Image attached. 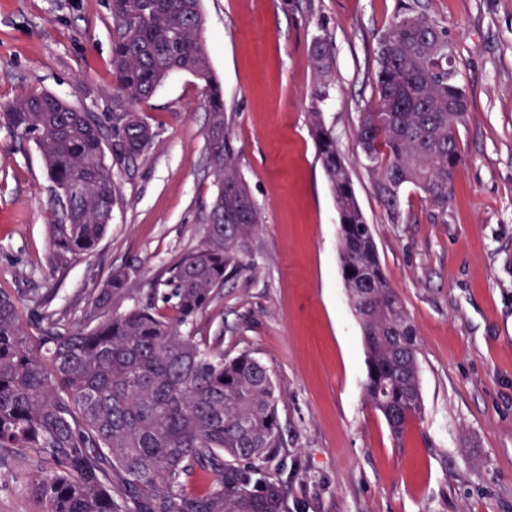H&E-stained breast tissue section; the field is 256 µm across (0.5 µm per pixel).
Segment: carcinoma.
Returning a JSON list of instances; mask_svg holds the SVG:
<instances>
[{"instance_id": "obj_1", "label": "carcinoma", "mask_w": 512, "mask_h": 512, "mask_svg": "<svg viewBox=\"0 0 512 512\" xmlns=\"http://www.w3.org/2000/svg\"><path fill=\"white\" fill-rule=\"evenodd\" d=\"M108 9V112L47 92L0 108V124L35 147L63 203L49 225L54 264L94 253L108 233L120 197L114 170L137 164L154 138L138 105L177 72L204 83L211 114L206 161L217 194L206 242L168 269L147 302L119 314L112 305L129 292V275L112 272L78 329L47 310L26 324L23 297L0 290V466L32 457V491L46 512H290L287 443L268 368L182 331L224 288L261 221L234 171L201 0H110ZM311 55L319 101L331 85L327 39L315 40ZM373 89L357 137L380 200L396 221L404 189L414 186L447 215L469 98L448 30L413 2L378 35ZM310 127L339 213L344 287L365 338V397L399 439L422 412L418 333L383 272L321 112L310 113Z\"/></svg>"}]
</instances>
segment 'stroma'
I'll list each match as a JSON object with an SVG mask.
<instances>
[{"mask_svg":"<svg viewBox=\"0 0 512 512\" xmlns=\"http://www.w3.org/2000/svg\"><path fill=\"white\" fill-rule=\"evenodd\" d=\"M399 0H202L204 40L224 92L236 169L259 233L192 332L270 370L288 448L290 512H512V0H418L447 28L470 108L462 165L439 216L408 188L392 221L360 153L374 52ZM331 46L329 95L313 104L310 52ZM107 0H0V105L47 91L106 112L112 97ZM319 107L348 167L386 277L416 326L423 413L395 438L365 398L362 327L340 270L339 215L314 141ZM155 131L118 171L120 200L96 253L52 263L51 183L0 126V289L32 297L70 328L111 272L117 305L144 301L206 239L216 192L204 160L203 84L172 74L140 106ZM31 462L0 467V512H45Z\"/></svg>","mask_w":512,"mask_h":512,"instance_id":"stroma-1","label":"stroma"}]
</instances>
